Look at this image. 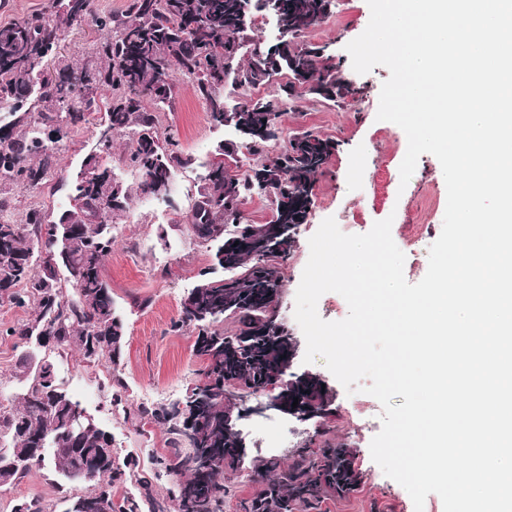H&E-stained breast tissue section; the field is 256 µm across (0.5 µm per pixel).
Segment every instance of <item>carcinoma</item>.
<instances>
[{"instance_id":"cac0c4a2","label":"carcinoma","mask_w":512,"mask_h":512,"mask_svg":"<svg viewBox=\"0 0 512 512\" xmlns=\"http://www.w3.org/2000/svg\"><path fill=\"white\" fill-rule=\"evenodd\" d=\"M333 7L335 0H129L121 13L95 16L93 0H47L42 11L0 25V212L12 191L35 190L53 176L58 146L71 132L96 123L98 148L70 182L71 209L53 220L32 205L0 220V301L34 308L30 319L6 330L31 352L21 358L27 386L19 407L0 403V458L7 462L0 486L48 465L88 484L80 495L53 503L33 498L12 512H214L224 484L203 474L206 455L218 457L223 471L241 462L240 439L224 425L226 396L256 395L286 376L288 402L305 396L330 410L320 377L288 373L287 355L297 340L275 320L272 290L282 286L281 265L296 243L288 226L305 223L316 179L337 143L309 129L289 135L279 148L272 142L286 103L310 96L343 107L357 94L341 65L303 40ZM260 13L274 17L277 42L255 34ZM90 16L106 37L91 59L77 64L60 43ZM177 73L192 82L210 122L238 134L236 152L263 153L265 160L243 174L211 167L201 177L188 224L200 244L214 248L225 276L200 272L171 329L195 325L194 353L203 366L183 397L126 412L169 435L174 456L153 457L156 471L187 475L159 501L151 481L139 475L137 459L119 457L108 431L94 427L67 439L68 421L84 408L64 388L50 356L75 347L87 367L108 364L112 406L123 404L127 385L118 365L125 324L101 273L115 239L114 217L128 200L114 176L112 139L130 137L119 163L139 173L141 193L167 195L174 170L191 165V157L160 133L144 98L160 110L172 107ZM274 84L276 97H252V90ZM228 87L237 94L233 105ZM255 194L269 203L264 224H246L241 216L240 206ZM85 461L94 464L95 478L82 477ZM256 470L262 487L250 512H307L323 488L346 494L360 480L350 448H324L286 470L275 460ZM128 481L138 484V495L114 503L112 487Z\"/></svg>"}]
</instances>
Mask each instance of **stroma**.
Listing matches in <instances>:
<instances>
[{
    "label": "stroma",
    "instance_id": "1",
    "mask_svg": "<svg viewBox=\"0 0 512 512\" xmlns=\"http://www.w3.org/2000/svg\"><path fill=\"white\" fill-rule=\"evenodd\" d=\"M370 15L367 0H337L329 21L305 36L306 41L324 46L337 58L343 70L350 72L354 85L361 87V95L344 108L305 98L289 107L282 118L283 135L312 128L338 143L325 174L317 179L309 218L284 268L278 315L298 339L303 332L294 317L296 292L310 255L308 240L324 219L335 218L344 233L364 234L376 221L392 218V237L405 255L404 275L412 284L425 276L429 248L443 226L447 189L439 161L431 154L421 155L408 184H401L399 167L407 151V137L398 125L376 118L389 70L377 66L364 75L352 70L346 46L365 30ZM161 121L163 131L179 141L195 164L176 173L167 199L139 195L138 176L118 169L130 196L102 267L126 326L119 368L128 385L124 410L181 396L201 366L193 354L195 328L187 325L178 333L170 329L172 320L180 316L182 296L194 286L201 270L214 265L211 251L198 245L185 216L203 186L205 168L235 139L232 132L211 126L192 83L186 80L179 84L173 109L162 111ZM96 147L94 128L72 132L59 147L60 177L76 176ZM60 177L49 178L34 192L12 193V212L33 203L55 216L72 208L74 202L61 186ZM28 316L26 310L0 303V395L9 398L24 387L18 369L23 349L5 330ZM57 370L65 376L66 388L111 433L119 454L137 456L140 475L152 478L157 497H166L180 476L154 472L153 456L171 452L165 430L144 428L125 419L124 410L113 407L102 386L106 371L86 370L77 351H70ZM293 370L318 375L324 381L334 398V415L320 424L273 413L252 417L244 424L247 460L275 457L285 469L299 455L311 454L323 443L346 446L356 453L362 481L355 492L344 497L325 493L314 512H414L408 492L371 458L370 442L381 429L380 403L365 393L347 394L323 358L308 364L295 359ZM80 490V485L67 483L55 473L35 469L19 482L0 487V512H10L12 505L23 499L37 497L50 502Z\"/></svg>",
    "mask_w": 512,
    "mask_h": 512
}]
</instances>
